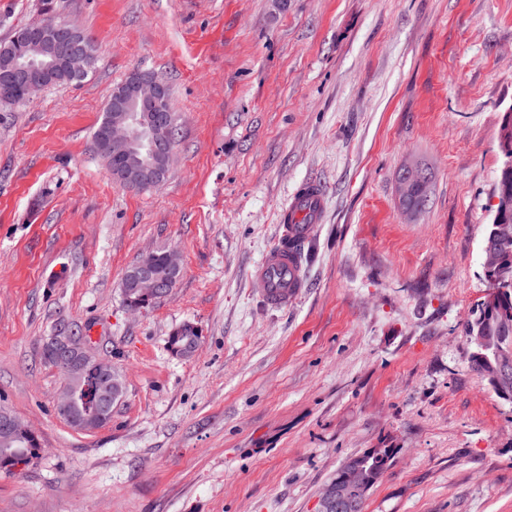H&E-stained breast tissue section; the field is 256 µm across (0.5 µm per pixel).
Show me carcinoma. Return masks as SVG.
<instances>
[{
	"label": "carcinoma",
	"instance_id": "1",
	"mask_svg": "<svg viewBox=\"0 0 512 512\" xmlns=\"http://www.w3.org/2000/svg\"><path fill=\"white\" fill-rule=\"evenodd\" d=\"M115 97H110L103 119L93 132V144L97 154L107 167L115 166L114 160L105 145L104 134L112 121ZM501 153L512 157V112L504 115L499 131ZM494 192L498 196L512 198V163H503L497 176ZM500 244V254L491 268L492 274L503 284L496 303L491 307L478 305L473 318L465 326V335L470 339L473 350L470 354L471 368L487 383L497 396L507 391L512 394V377L507 379L499 369L498 351L512 345V208L495 209L493 219L486 231L484 242ZM136 266H131L123 279L122 299L129 308L145 309L155 304L148 297H140V292L130 286L129 278ZM196 335V328L184 324L172 332L168 338V348L173 353L182 354L180 348L187 345ZM72 397L78 409L97 429L104 420H96L98 411L95 376L87 372L73 386ZM41 450L37 435L23 420L7 434L0 433V472L13 474L18 460L31 462L38 458ZM395 455L393 448H371L352 456L349 461L358 468L368 488H373L389 467Z\"/></svg>",
	"mask_w": 512,
	"mask_h": 512
}]
</instances>
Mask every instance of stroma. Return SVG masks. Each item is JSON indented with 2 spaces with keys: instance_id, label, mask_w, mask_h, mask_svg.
Here are the masks:
<instances>
[{
  "instance_id": "obj_1",
  "label": "stroma",
  "mask_w": 512,
  "mask_h": 512,
  "mask_svg": "<svg viewBox=\"0 0 512 512\" xmlns=\"http://www.w3.org/2000/svg\"><path fill=\"white\" fill-rule=\"evenodd\" d=\"M89 33L80 83L0 104V405L41 452L0 512H318L349 457L396 454L364 512H512V402L471 369L485 227L512 109V0H0V43ZM149 70L178 116L165 179L116 183L91 134ZM429 202L402 207L404 163ZM325 195L306 286L255 277L304 183ZM180 278L133 311L127 269ZM91 326L124 382L102 427L57 412L54 324ZM197 350L173 355L183 324ZM422 166V168L428 170L424 165ZM426 170L421 168H409L408 170L402 171L398 177L399 194L404 202V206H406V209L409 211H412L415 208L413 206H409L405 202L407 198L414 193L416 188L425 187L430 182L431 177ZM168 250L161 248L158 250H155L154 252H149L145 254L144 261H141V258L134 263L125 273L124 279H123V288H122V299L123 303L126 307L129 308H137L145 309L150 306H153L158 301H154L152 298L143 297L140 298L138 302L136 301L139 298L140 292L135 289L131 288L129 278L131 277V273L136 269L139 263L140 267L138 269V278L140 282L142 283L143 288H148L149 293L151 296L158 297V298H164L167 293L169 294L172 288L177 283V280L179 279L180 275H177L172 283L171 288L169 289V283L168 281L163 277L154 272L152 264L155 266L157 271L161 274H167L166 272V266L164 264V257ZM153 255L152 263L149 262L151 256ZM167 261L168 265L171 268L173 272L180 273L181 266L179 264L178 258L176 254L173 251L167 252ZM169 291V292H168ZM132 302V303H130Z\"/></svg>"
}]
</instances>
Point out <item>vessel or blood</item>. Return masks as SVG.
<instances>
[{
  "instance_id": "vessel-or-blood-1",
  "label": "vessel or blood",
  "mask_w": 512,
  "mask_h": 512,
  "mask_svg": "<svg viewBox=\"0 0 512 512\" xmlns=\"http://www.w3.org/2000/svg\"><path fill=\"white\" fill-rule=\"evenodd\" d=\"M325 201L322 190L299 191L291 198L280 215V235L275 245L268 249L255 276L263 286L269 303L275 306L287 304L304 288L302 259L296 249V242L309 239L315 226L304 223L306 214L321 217Z\"/></svg>"
}]
</instances>
